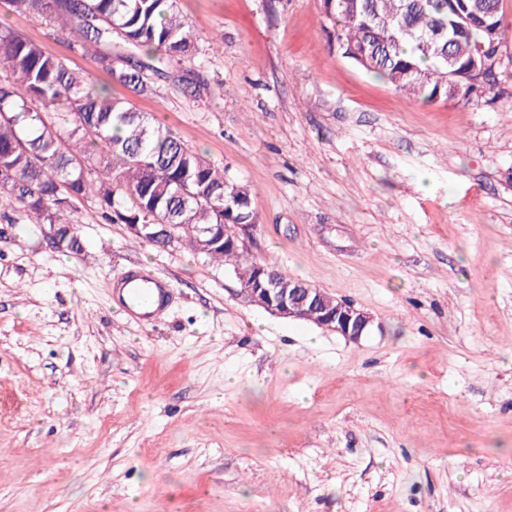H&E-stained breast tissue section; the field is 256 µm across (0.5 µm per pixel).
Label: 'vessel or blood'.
I'll return each instance as SVG.
<instances>
[{
    "mask_svg": "<svg viewBox=\"0 0 512 512\" xmlns=\"http://www.w3.org/2000/svg\"><path fill=\"white\" fill-rule=\"evenodd\" d=\"M112 296L134 323L156 325L171 303V290L159 277L140 267H130L113 280Z\"/></svg>",
    "mask_w": 512,
    "mask_h": 512,
    "instance_id": "vessel-or-blood-1",
    "label": "vessel or blood"
}]
</instances>
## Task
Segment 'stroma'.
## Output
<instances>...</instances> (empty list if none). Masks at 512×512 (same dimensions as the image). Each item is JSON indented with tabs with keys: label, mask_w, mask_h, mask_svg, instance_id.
Instances as JSON below:
<instances>
[{
	"label": "stroma",
	"mask_w": 512,
	"mask_h": 512,
	"mask_svg": "<svg viewBox=\"0 0 512 512\" xmlns=\"http://www.w3.org/2000/svg\"><path fill=\"white\" fill-rule=\"evenodd\" d=\"M178 7L199 51L146 95L44 14L0 24L251 188L247 253L374 322L273 315L89 199L53 250L0 196V512H512V112L406 98L331 52L320 0ZM133 262L172 286L156 326L112 299Z\"/></svg>",
	"instance_id": "stroma-1"
}]
</instances>
